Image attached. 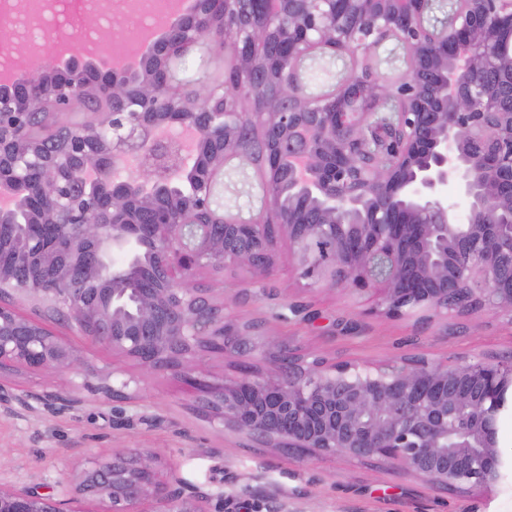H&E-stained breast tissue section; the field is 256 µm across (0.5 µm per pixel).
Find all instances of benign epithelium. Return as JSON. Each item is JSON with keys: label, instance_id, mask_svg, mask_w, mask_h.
<instances>
[{"label": "benign epithelium", "instance_id": "7a95c632", "mask_svg": "<svg viewBox=\"0 0 512 512\" xmlns=\"http://www.w3.org/2000/svg\"><path fill=\"white\" fill-rule=\"evenodd\" d=\"M454 2L438 27L428 22L433 0H193L121 70L71 57L0 89V114L42 116L37 126L0 121V218L59 241L38 252L19 242L15 268H55L64 283L76 264L99 284L44 288L0 266V373L83 365L63 337L15 309L38 301L72 333L145 370L173 372L208 416L262 445L375 462L439 489L497 485V416L512 361L372 370L290 355L293 374L260 378L245 365L221 384L199 378L204 353L245 357L279 345L228 320L197 273L266 275L282 237L308 286L373 292L371 313L512 318V0ZM391 36L412 51L403 112L378 111L395 88L374 74L353 71L332 94L310 96L286 64L298 51L366 56ZM211 37L233 65L224 84L172 79ZM80 106L82 119L59 122ZM243 132L261 135L275 158L261 175L265 203L244 221L221 209L207 222L185 218L215 183L218 168H202L205 157L227 155ZM449 186L468 201L464 223ZM341 224L358 233L326 265L315 242L336 240ZM142 238L155 248L162 287L120 288ZM133 383L113 368L94 391L123 403L138 392ZM34 401L82 403L0 383V413L29 412ZM215 498L224 493L161 481L132 448L89 459L72 483L43 493L0 477V512H213Z\"/></svg>", "mask_w": 512, "mask_h": 512}]
</instances>
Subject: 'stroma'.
Masks as SVG:
<instances>
[{"instance_id": "stroma-1", "label": "stroma", "mask_w": 512, "mask_h": 512, "mask_svg": "<svg viewBox=\"0 0 512 512\" xmlns=\"http://www.w3.org/2000/svg\"><path fill=\"white\" fill-rule=\"evenodd\" d=\"M58 15L48 28L73 44L99 29L104 43L131 29L132 20L111 15L106 24L85 14L74 17L72 0H55ZM288 240L278 244L276 267L253 287L242 268L201 280L223 301L229 319L258 326L262 335L293 352L330 362L380 364L421 357L452 364L483 355L512 356V319L480 311L451 319L418 322L368 313V301L330 287L310 288L292 269ZM84 360L80 374L48 368L17 369L0 380L34 394L78 393L80 406L63 412L43 407L23 417L0 416V474L30 486L71 477L94 456L137 448L162 474L189 488L223 492V512H512V464L491 490L443 491L424 479L386 466L346 458L300 457L257 444L225 430L195 408L193 395L170 373L150 372L100 344L70 334L54 322ZM120 367L140 381L131 404L99 398L97 371Z\"/></svg>"}]
</instances>
